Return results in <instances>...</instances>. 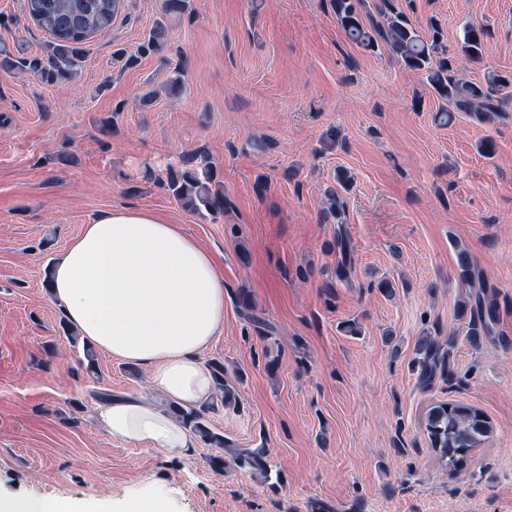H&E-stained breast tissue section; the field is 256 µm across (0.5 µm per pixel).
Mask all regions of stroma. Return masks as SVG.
Masks as SVG:
<instances>
[{
  "label": "stroma",
  "mask_w": 512,
  "mask_h": 512,
  "mask_svg": "<svg viewBox=\"0 0 512 512\" xmlns=\"http://www.w3.org/2000/svg\"><path fill=\"white\" fill-rule=\"evenodd\" d=\"M22 4L0 0L1 19H20L0 40L41 52L50 36ZM161 4L123 0L66 89L0 71V493L64 497L88 512H118L143 492L165 496L171 512H512V103L490 124L462 113L441 124L423 75L387 47L351 43L330 0H192V13L167 19ZM396 5L420 27L440 23L463 80L512 74V0ZM159 19L166 52L132 67L113 60ZM467 25L487 32L475 64L460 53ZM177 66L186 89L174 97L161 82ZM111 112L107 138L97 122ZM200 150L227 200L217 216L160 184L166 163ZM147 163L155 180L140 178ZM332 190L344 206L336 224L323 220ZM119 206L181 225L221 265L224 327L201 360L238 377L239 406L207 418L239 447L265 449L270 478L212 471L199 442L173 455L96 422L91 391L164 398L143 368L100 351L86 374L44 277L91 216ZM340 232L354 259L346 282ZM459 245L498 294L499 340L480 351L457 314ZM382 279L394 297L378 292ZM243 290L263 326L244 318ZM347 320L359 334L342 330ZM431 328L454 332L462 386H418L415 345ZM440 402L473 405L494 427L458 472L423 430Z\"/></svg>",
  "instance_id": "stroma-1"
}]
</instances>
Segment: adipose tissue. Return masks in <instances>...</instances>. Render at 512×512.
<instances>
[{"label": "adipose tissue", "mask_w": 512, "mask_h": 512, "mask_svg": "<svg viewBox=\"0 0 512 512\" xmlns=\"http://www.w3.org/2000/svg\"><path fill=\"white\" fill-rule=\"evenodd\" d=\"M49 293L85 343L145 368L174 404L213 397L200 354L224 324V276L181 225L140 208L98 213L56 260ZM97 420L133 445L179 455L193 446L173 416L138 396L100 403Z\"/></svg>", "instance_id": "adipose-tissue-1"}]
</instances>
